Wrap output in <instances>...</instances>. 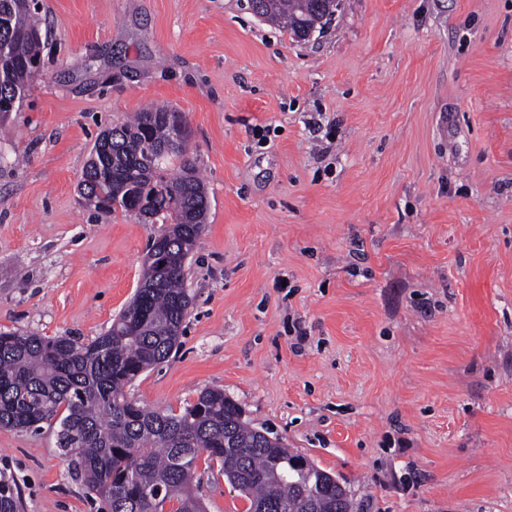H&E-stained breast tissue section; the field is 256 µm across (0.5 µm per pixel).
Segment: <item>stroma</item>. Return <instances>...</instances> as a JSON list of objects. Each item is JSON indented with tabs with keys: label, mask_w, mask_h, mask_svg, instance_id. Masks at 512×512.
Segmentation results:
<instances>
[{
	"label": "stroma",
	"mask_w": 512,
	"mask_h": 512,
	"mask_svg": "<svg viewBox=\"0 0 512 512\" xmlns=\"http://www.w3.org/2000/svg\"><path fill=\"white\" fill-rule=\"evenodd\" d=\"M0 136V328L88 340L161 227L88 209L98 133L179 109L210 210L180 345L131 388H221L354 512H512V0H342L296 42L247 0H41ZM56 422L0 428L25 512H93ZM207 512L249 503L199 457Z\"/></svg>",
	"instance_id": "obj_1"
}]
</instances>
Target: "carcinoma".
Wrapping results in <instances>:
<instances>
[{"mask_svg":"<svg viewBox=\"0 0 512 512\" xmlns=\"http://www.w3.org/2000/svg\"><path fill=\"white\" fill-rule=\"evenodd\" d=\"M326 0H259L262 21L294 38L329 16ZM39 7L0 0V104L21 101L40 63ZM182 113L155 104L97 136L79 182L94 209L121 210L162 224L149 246L129 305L87 341L0 329V428L38 429L59 417L58 447L99 512H206L194 491L203 453L249 502L247 512H352L346 489L270 442L218 388L202 390L178 413L130 395L143 373L179 345L192 297L183 287L189 255L210 208L205 182L176 139ZM14 482L0 474V512H22Z\"/></svg>","mask_w":512,"mask_h":512,"instance_id":"1","label":"carcinoma"}]
</instances>
